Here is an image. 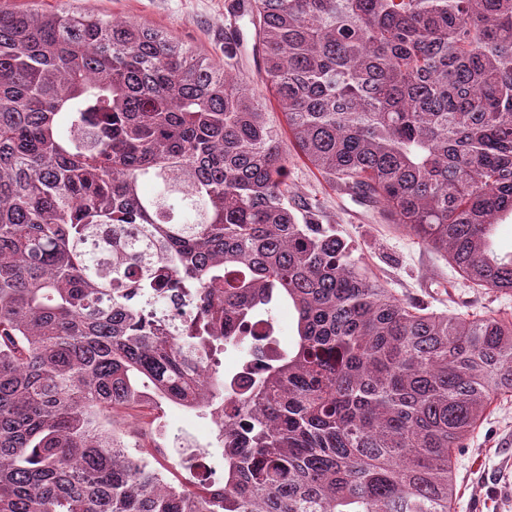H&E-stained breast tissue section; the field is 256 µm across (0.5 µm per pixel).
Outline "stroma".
Wrapping results in <instances>:
<instances>
[{
    "instance_id": "35a3bbf8",
    "label": "stroma",
    "mask_w": 512,
    "mask_h": 512,
    "mask_svg": "<svg viewBox=\"0 0 512 512\" xmlns=\"http://www.w3.org/2000/svg\"><path fill=\"white\" fill-rule=\"evenodd\" d=\"M16 9L106 12L145 21L187 48L233 66L261 86L262 62L252 41L230 47L227 29L250 30V17L230 0H6ZM288 190L299 201L300 222L330 224L354 247L353 256L393 294L431 310L512 317V296L464 283L447 259L426 249L357 197L321 175L297 151L288 152ZM456 512H512V397L493 403L460 452Z\"/></svg>"
}]
</instances>
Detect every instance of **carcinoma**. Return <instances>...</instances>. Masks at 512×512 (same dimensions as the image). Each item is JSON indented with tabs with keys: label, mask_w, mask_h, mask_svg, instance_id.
<instances>
[{
	"label": "carcinoma",
	"mask_w": 512,
	"mask_h": 512,
	"mask_svg": "<svg viewBox=\"0 0 512 512\" xmlns=\"http://www.w3.org/2000/svg\"><path fill=\"white\" fill-rule=\"evenodd\" d=\"M251 15L306 160L511 295L512 0ZM263 100L148 23L0 7V512H455L460 450L512 396V319L399 299L299 223ZM164 288L195 333L151 313ZM282 305L295 341L244 392L205 375ZM170 404L233 411L223 496L129 453L116 409Z\"/></svg>",
	"instance_id": "obj_1"
}]
</instances>
